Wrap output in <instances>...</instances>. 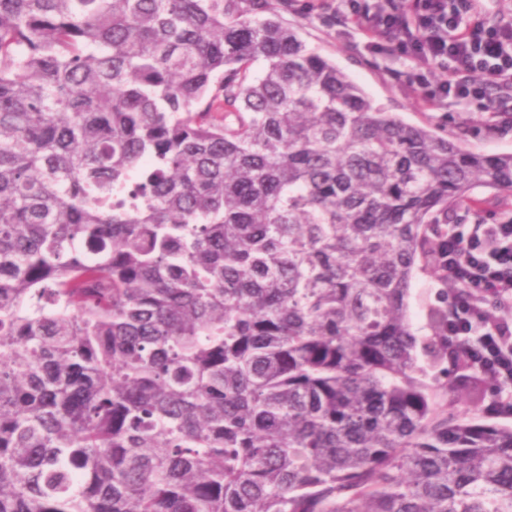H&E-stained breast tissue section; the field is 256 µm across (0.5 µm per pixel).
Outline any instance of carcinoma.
<instances>
[{
    "label": "carcinoma",
    "mask_w": 512,
    "mask_h": 512,
    "mask_svg": "<svg viewBox=\"0 0 512 512\" xmlns=\"http://www.w3.org/2000/svg\"><path fill=\"white\" fill-rule=\"evenodd\" d=\"M286 15L0 0V512H512V427L439 403L448 215L512 154ZM426 279L427 278L423 273L420 271L417 273L411 290V297L409 299L411 317L416 326L423 323L422 314L426 302L424 284Z\"/></svg>",
    "instance_id": "1"
}]
</instances>
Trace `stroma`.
<instances>
[{
	"label": "stroma",
	"instance_id": "35a3bbf8",
	"mask_svg": "<svg viewBox=\"0 0 512 512\" xmlns=\"http://www.w3.org/2000/svg\"><path fill=\"white\" fill-rule=\"evenodd\" d=\"M311 47L347 73L374 102L386 111L397 113L406 122L429 125L447 135H460L464 147L488 155L512 154V122L491 117L481 101L460 105L445 103L426 111L419 107L409 79L395 57L367 51L360 35L339 19L325 14L315 16L303 9L287 15ZM512 213V195L476 185L469 202L454 214L457 224H495Z\"/></svg>",
	"mask_w": 512,
	"mask_h": 512
}]
</instances>
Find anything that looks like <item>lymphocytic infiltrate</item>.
<instances>
[{"label": "lymphocytic infiltrate", "mask_w": 512, "mask_h": 512, "mask_svg": "<svg viewBox=\"0 0 512 512\" xmlns=\"http://www.w3.org/2000/svg\"><path fill=\"white\" fill-rule=\"evenodd\" d=\"M335 9L373 53L396 50L410 70L419 105L440 108L448 99L484 101L498 111L512 92V23L491 26L476 0H307L308 12ZM448 285V343L509 390L490 401L492 415H512V217L498 224L449 225L443 248Z\"/></svg>", "instance_id": "f902f5d3"}]
</instances>
